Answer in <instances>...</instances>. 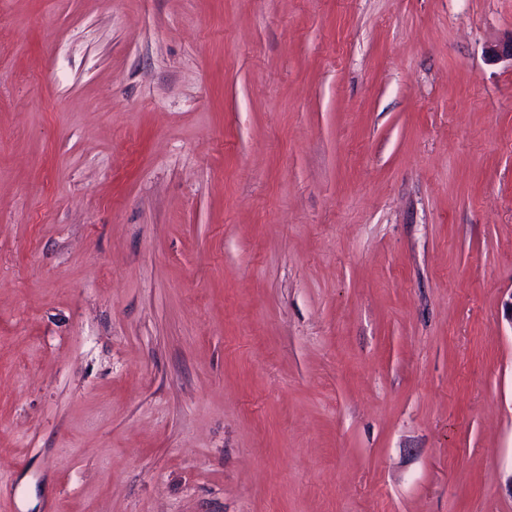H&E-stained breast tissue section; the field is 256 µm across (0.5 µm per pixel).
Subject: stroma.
Listing matches in <instances>:
<instances>
[{
	"instance_id": "35a3bbf8",
	"label": "stroma",
	"mask_w": 512,
	"mask_h": 512,
	"mask_svg": "<svg viewBox=\"0 0 512 512\" xmlns=\"http://www.w3.org/2000/svg\"><path fill=\"white\" fill-rule=\"evenodd\" d=\"M512 0H0V512H512Z\"/></svg>"
}]
</instances>
